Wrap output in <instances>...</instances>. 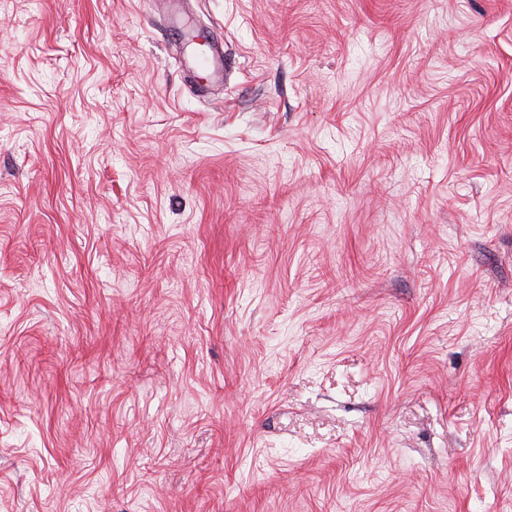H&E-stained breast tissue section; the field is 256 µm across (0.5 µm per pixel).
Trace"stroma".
Segmentation results:
<instances>
[{
	"label": "stroma",
	"instance_id": "stroma-1",
	"mask_svg": "<svg viewBox=\"0 0 512 512\" xmlns=\"http://www.w3.org/2000/svg\"><path fill=\"white\" fill-rule=\"evenodd\" d=\"M0 512H512V0H0ZM170 35L174 41L191 42L194 39L202 38L209 42V52L204 58L192 55L189 59H184L181 67L187 74H194L198 71H207L212 76H218L224 71L227 62L224 59V53L218 43L211 40L209 34L201 29L186 30L176 24H172Z\"/></svg>",
	"mask_w": 512,
	"mask_h": 512
}]
</instances>
